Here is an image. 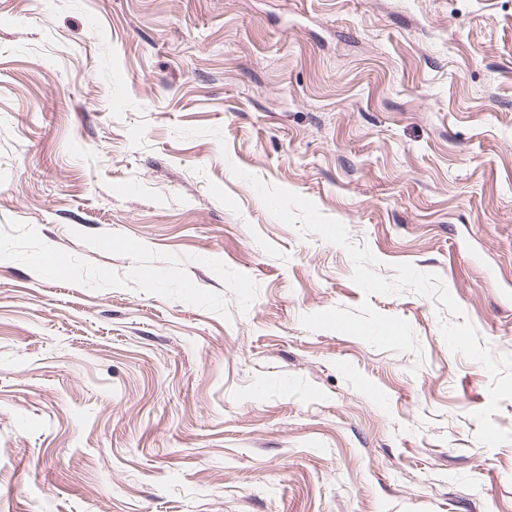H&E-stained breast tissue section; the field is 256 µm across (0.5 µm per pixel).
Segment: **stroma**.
I'll return each mask as SVG.
<instances>
[{
  "mask_svg": "<svg viewBox=\"0 0 512 512\" xmlns=\"http://www.w3.org/2000/svg\"><path fill=\"white\" fill-rule=\"evenodd\" d=\"M235 166L512 354V0H0V512H512L444 307Z\"/></svg>",
  "mask_w": 512,
  "mask_h": 512,
  "instance_id": "1",
  "label": "stroma"
}]
</instances>
